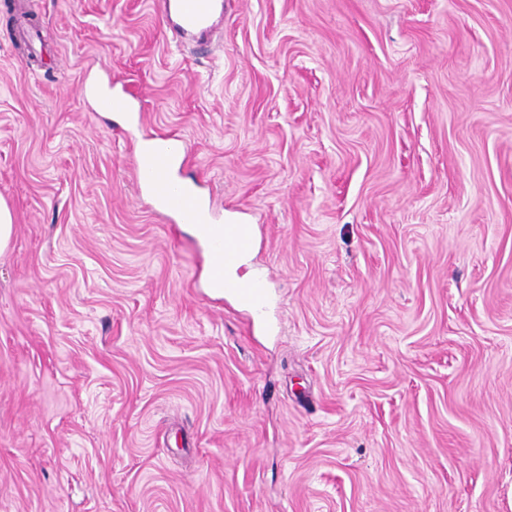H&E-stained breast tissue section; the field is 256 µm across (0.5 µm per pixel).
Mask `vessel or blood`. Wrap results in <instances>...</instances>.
Segmentation results:
<instances>
[{
	"label": "vessel or blood",
	"mask_w": 512,
	"mask_h": 512,
	"mask_svg": "<svg viewBox=\"0 0 512 512\" xmlns=\"http://www.w3.org/2000/svg\"><path fill=\"white\" fill-rule=\"evenodd\" d=\"M216 8V0H179L174 32L208 29ZM184 157L185 147L180 137H154L149 157L136 164L135 181L138 188L146 192L156 212L175 216L184 224L200 225L201 238L210 249L211 283L220 288L224 285L225 265L234 263L245 245L225 242L224 229L219 225L211 201L174 176V161Z\"/></svg>",
	"instance_id": "obj_1"
}]
</instances>
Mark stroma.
Wrapping results in <instances>:
<instances>
[{
    "mask_svg": "<svg viewBox=\"0 0 512 512\" xmlns=\"http://www.w3.org/2000/svg\"><path fill=\"white\" fill-rule=\"evenodd\" d=\"M167 21L0 0V512H512V0ZM166 134L263 320L139 194Z\"/></svg>",
    "mask_w": 512,
    "mask_h": 512,
    "instance_id": "obj_1",
    "label": "stroma"
}]
</instances>
